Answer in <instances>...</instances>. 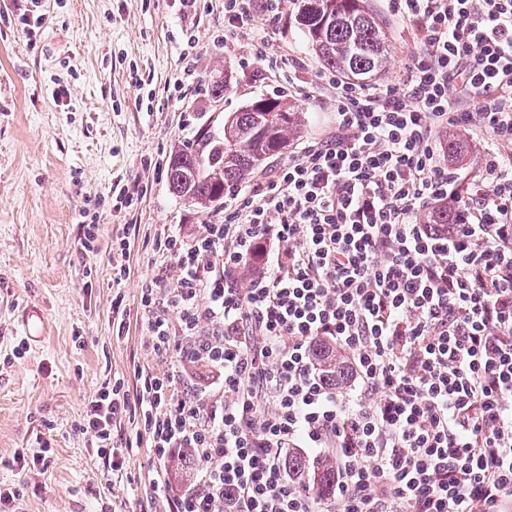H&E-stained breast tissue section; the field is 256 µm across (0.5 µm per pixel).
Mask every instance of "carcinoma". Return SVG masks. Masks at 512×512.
<instances>
[{
    "label": "carcinoma",
    "instance_id": "cac0c4a2",
    "mask_svg": "<svg viewBox=\"0 0 512 512\" xmlns=\"http://www.w3.org/2000/svg\"><path fill=\"white\" fill-rule=\"evenodd\" d=\"M297 23L311 50L324 64L355 80L371 81L382 76L388 64L383 21L366 0H297ZM304 113L282 97L256 100L224 118L219 133H205L197 147L175 152L168 165L170 191L203 211L224 200V195L245 183L268 159L285 151L300 137ZM450 161L462 162L468 152L458 133L446 137ZM423 223L446 227L457 223V211L448 204L428 209ZM313 353L326 380L342 385L349 370L341 351L316 343ZM288 471L299 483L320 496L333 489L335 464L313 461L300 452L288 455ZM172 470L182 479L196 476L201 461L194 450L184 448L173 457Z\"/></svg>",
    "mask_w": 512,
    "mask_h": 512
}]
</instances>
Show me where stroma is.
<instances>
[{
    "label": "stroma",
    "mask_w": 512,
    "mask_h": 512,
    "mask_svg": "<svg viewBox=\"0 0 512 512\" xmlns=\"http://www.w3.org/2000/svg\"><path fill=\"white\" fill-rule=\"evenodd\" d=\"M0 0V486L16 490L13 512H141L158 463L148 448L132 454L123 478L107 477L79 431L87 399L134 364L153 365L141 347L138 292L152 274L155 235L166 225L191 232L220 219L172 195L168 162L253 99L283 97L305 112L303 139L330 131L335 114L328 69L308 47L288 0L279 21L258 16L269 46L243 63L242 37L224 34V0L197 12L178 0ZM383 20L390 66L381 83L403 76L406 25L387 0H368ZM198 39L194 73L175 88L188 47ZM227 77L223 100L209 95ZM296 91H289V79ZM67 88L55 97L57 87ZM132 203L116 209L119 191ZM98 227L94 250L82 227ZM128 279L112 285V241L126 225ZM123 291L129 329L112 337V297ZM47 335H21L28 311ZM48 443L49 465L20 470L13 457Z\"/></svg>",
    "instance_id": "stroma-1"
}]
</instances>
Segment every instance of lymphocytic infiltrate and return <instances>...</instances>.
Listing matches in <instances>:
<instances>
[{"label":"lymphocytic infiltrate","instance_id":"1","mask_svg":"<svg viewBox=\"0 0 512 512\" xmlns=\"http://www.w3.org/2000/svg\"><path fill=\"white\" fill-rule=\"evenodd\" d=\"M286 2L224 0L243 58ZM389 4L413 32L403 80L329 73L333 134L155 240L138 309L156 365L105 383L79 431L111 476L138 439L162 463L193 449L192 484L150 482L163 512H512V0ZM456 128L487 142L463 194L437 151ZM444 199L460 221L439 235L418 215ZM317 340L347 353V389ZM296 449L335 456L332 493L295 482ZM313 353L323 367V374L327 382L332 384L343 385L349 378V370L346 366L344 355L341 351L330 353V348L321 343L313 346Z\"/></svg>","mask_w":512,"mask_h":512}]
</instances>
